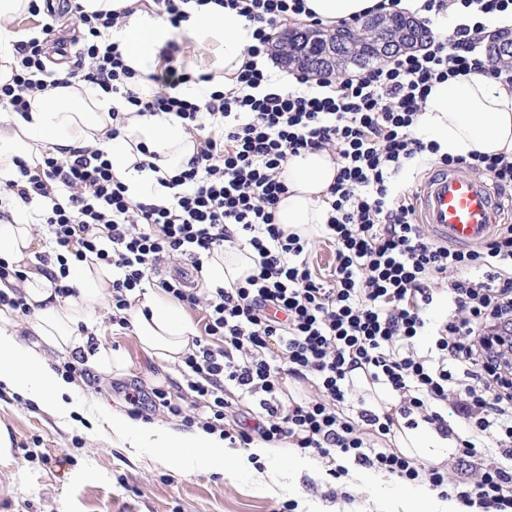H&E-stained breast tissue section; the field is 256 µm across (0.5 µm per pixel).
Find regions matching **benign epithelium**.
Segmentation results:
<instances>
[{
	"label": "benign epithelium",
	"mask_w": 512,
	"mask_h": 512,
	"mask_svg": "<svg viewBox=\"0 0 512 512\" xmlns=\"http://www.w3.org/2000/svg\"><path fill=\"white\" fill-rule=\"evenodd\" d=\"M407 27L413 36L405 43H395L389 39H380L374 45V56L385 60L400 52L415 50L426 45L430 33L421 31L422 24L413 17L405 18ZM358 31L346 27L334 34H316L309 27H298L281 38L277 53L285 67H304L337 73L349 65H360L356 56Z\"/></svg>",
	"instance_id": "7a95c632"
}]
</instances>
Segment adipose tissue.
I'll return each mask as SVG.
<instances>
[{
  "label": "adipose tissue",
  "mask_w": 512,
  "mask_h": 512,
  "mask_svg": "<svg viewBox=\"0 0 512 512\" xmlns=\"http://www.w3.org/2000/svg\"><path fill=\"white\" fill-rule=\"evenodd\" d=\"M135 0H81L85 12L119 11L133 13L119 29L105 33L104 39L117 43L125 65L142 80L154 67L157 49L174 33L169 22L158 15L134 11ZM381 0H305L307 11L325 22L351 20L377 11ZM27 0H0V82L10 80L15 64L13 45L18 35L4 24L5 19L23 13ZM183 27L195 38L218 42L221 54L212 79L191 80L181 87L183 98L207 102L212 93L224 89L230 78L242 70L248 50L254 45L255 28L235 10L208 4L190 6ZM112 94L92 85L53 88L37 95L29 111L14 112L0 121V177L16 175L14 158H30L33 147L61 155L73 148L93 145L105 150L113 171L136 200L161 199L169 190L163 179L187 168L196 152V143L172 116H129L122 137H106L112 121L109 111L117 106ZM419 131L435 141L441 152L466 156L512 155V88L491 83L480 75H470L435 84L427 99ZM158 155L156 170H137L142 155L138 145ZM336 162L330 152H304L291 158L282 178L288 187L276 212V223L284 230L312 236L326 220L328 189L335 180ZM34 259V239L26 224L0 221V261L8 266L23 265ZM253 262L248 252L229 248L214 257L206 267L208 281L222 286L244 278ZM50 270L27 272L22 282L0 279V293L21 287L34 311L32 330L36 343L24 345L22 328L9 308H0V386H5L36 402L48 413L68 418L85 413L83 401L72 395L73 384L52 367L49 351L85 350L90 342L85 332L90 315L100 306L112 282V271L103 265H82L69 270V280L78 290L73 301L61 300L53 291ZM136 336L149 355L175 362L192 346L195 330L179 308L158 290L150 288L140 298L134 314ZM113 430L134 448H165L177 458L194 457L209 470H247L250 456L284 459L293 472L313 470L314 462L293 453L288 447L263 441L252 444L249 452L227 448L220 433L198 430L181 432L166 425L143 423L128 416L109 415Z\"/></svg>",
  "instance_id": "1"
}]
</instances>
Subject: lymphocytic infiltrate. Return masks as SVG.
<instances>
[{
  "mask_svg": "<svg viewBox=\"0 0 512 512\" xmlns=\"http://www.w3.org/2000/svg\"><path fill=\"white\" fill-rule=\"evenodd\" d=\"M255 27L249 59L228 91L205 105L178 93L191 79L175 42L162 49L155 89L141 94L105 30L124 13L83 15L84 32L68 68L48 71L41 37L15 45L17 66L0 85V110L28 111L51 85L101 86L141 115H172L197 143L187 169L167 180L169 198L134 200L112 171L104 150L82 147L43 155L36 166L15 158L18 176L0 179V200L31 211L35 235H47L42 263L97 262L110 266L108 318L132 331L138 294L156 288L205 313L204 334L183 358L182 376L196 399L180 405L162 389H134V412L165 408L186 426L224 431L230 443L287 441L327 463L341 456L407 482L426 477L440 496H456L481 512H512V224L497 225L483 245L459 249L434 241L415 217L408 191L392 179L423 154L440 165L485 176L512 213V157L448 156L415 131L434 84L481 74L512 85V64L495 62L485 46V23L512 16V0H421L425 27L455 11L449 33L423 48L391 57L354 78L299 68L296 89L271 82L259 59L272 50L283 20L302 14L304 0H214ZM326 150L336 160L326 221L317 237L285 232L275 222L287 190L281 174L290 158ZM238 243L253 250L250 274L231 286L196 288L182 275L159 277L161 265L205 259ZM333 249L328 271L312 256L318 243ZM446 312L430 317L434 303ZM222 346H214L212 337ZM432 337L434 348L415 342ZM392 396L393 412L364 405L352 374ZM306 383L303 398L287 396L285 379ZM247 398L252 422L224 430L234 399ZM206 413H199V406ZM433 427L465 457L492 454L487 465L452 472L392 448L399 426Z\"/></svg>",
  "mask_w": 512,
  "mask_h": 512,
  "instance_id": "f902f5d3",
  "label": "lymphocytic infiltrate"
}]
</instances>
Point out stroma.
Listing matches in <instances>:
<instances>
[{
	"instance_id": "1",
	"label": "stroma",
	"mask_w": 512,
	"mask_h": 512,
	"mask_svg": "<svg viewBox=\"0 0 512 512\" xmlns=\"http://www.w3.org/2000/svg\"><path fill=\"white\" fill-rule=\"evenodd\" d=\"M93 345L112 350L120 364L110 375L88 369L76 379L78 399L103 411L131 414L123 388L138 383L183 395L178 364L143 350L134 333L112 327L106 308L93 316ZM0 427L12 448L0 459V512H377L375 493L344 488L327 464L295 475L287 463L260 459L251 473L214 472L200 462L182 464L159 448H128L94 418L54 417L15 392L0 388ZM275 466L278 482L266 485L256 474Z\"/></svg>"
}]
</instances>
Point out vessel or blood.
Here are the masks:
<instances>
[{
	"mask_svg": "<svg viewBox=\"0 0 512 512\" xmlns=\"http://www.w3.org/2000/svg\"><path fill=\"white\" fill-rule=\"evenodd\" d=\"M416 214L436 239L457 245L482 243L498 220L488 182L445 167L422 181Z\"/></svg>",
	"mask_w": 512,
	"mask_h": 512,
	"instance_id": "1",
	"label": "vessel or blood"
}]
</instances>
